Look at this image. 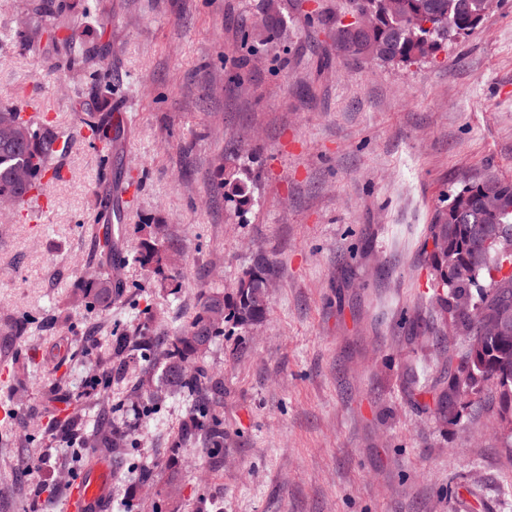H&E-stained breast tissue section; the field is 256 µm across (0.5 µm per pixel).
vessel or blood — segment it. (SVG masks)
Instances as JSON below:
<instances>
[{
    "label": "vessel or blood",
    "instance_id": "obj_1",
    "mask_svg": "<svg viewBox=\"0 0 512 512\" xmlns=\"http://www.w3.org/2000/svg\"><path fill=\"white\" fill-rule=\"evenodd\" d=\"M113 476L111 460L90 453L87 465L62 500L59 512H109Z\"/></svg>",
    "mask_w": 512,
    "mask_h": 512
}]
</instances>
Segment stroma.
<instances>
[{
  "label": "stroma",
  "instance_id": "35a3bbf8",
  "mask_svg": "<svg viewBox=\"0 0 512 512\" xmlns=\"http://www.w3.org/2000/svg\"><path fill=\"white\" fill-rule=\"evenodd\" d=\"M65 2L0 0V110L39 102L64 174L45 212L0 227V315L42 324L0 335V432L16 436L0 447V512H58L89 453L47 429L50 383L80 403L120 397L124 382L91 372L139 307L173 335L201 292L231 291L259 254L275 270L267 319L225 329L208 357L223 448L171 454L188 403L148 410L112 512H512L489 397L446 426L404 375L410 361L423 379L440 371L418 337L432 320L424 250L442 192L512 177V0L408 67L333 46L343 0H280L273 40L266 0ZM65 37L74 64L58 71ZM105 112L124 115L119 137L89 143L84 118ZM229 156L253 177L242 213L217 187ZM120 186L127 196L101 210ZM107 223L120 227L134 306L77 307L71 328L55 325L77 277L94 273L93 227ZM146 223L181 254L177 295L149 286L133 258ZM22 362L32 379L14 398Z\"/></svg>",
  "mask_w": 512,
  "mask_h": 512
}]
</instances>
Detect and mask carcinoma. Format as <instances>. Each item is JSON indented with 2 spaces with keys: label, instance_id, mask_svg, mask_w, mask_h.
<instances>
[{
  "label": "carcinoma",
  "instance_id": "1",
  "mask_svg": "<svg viewBox=\"0 0 512 512\" xmlns=\"http://www.w3.org/2000/svg\"><path fill=\"white\" fill-rule=\"evenodd\" d=\"M486 7L487 0H344L343 14L352 21L339 20L331 28L333 44L354 59L406 66L432 56L452 39L469 35L483 22ZM40 124H50L48 115L37 123L19 107L0 112V197L13 200L15 215L30 192L40 194L62 178L60 169L49 163L51 143L41 137ZM84 125L89 141L104 140L112 130V115H91ZM250 180V173L231 167L220 184L224 200L239 212L250 202ZM147 228L135 259L155 285L174 295L181 288L175 275L180 256L164 247L161 225ZM427 239L432 244L427 264L436 317L428 330L438 342L455 331L461 346L441 358L438 380L427 386L413 374L411 384L431 394V413L444 425L458 423L474 399L491 391L503 466L512 472V333L496 336L487 328L492 311L504 301L512 304V178L489 176L442 193ZM96 254L98 275L77 280L73 302L91 311L108 310L125 298L128 284L122 262L116 260L112 235L96 238ZM273 267L272 260L260 257L233 292L202 295L193 320L174 336L160 338L152 326L157 321L153 315L112 342L106 358L112 376L123 375L140 359L149 362V370L124 401L130 410H139L145 402L159 404L158 393L141 395L146 385H160L169 395L191 403L171 447H182L201 431L208 447H224V427L212 397L218 386L206 365V353L224 335V325L246 330L266 319ZM31 324L28 318L6 316L0 320V333H25ZM29 377L28 366H16L11 395L26 391ZM110 409L106 393L91 407L77 404L66 427L74 436L90 433L95 447L119 457L125 454L131 425L113 420Z\"/></svg>",
  "mask_w": 512,
  "mask_h": 512
}]
</instances>
